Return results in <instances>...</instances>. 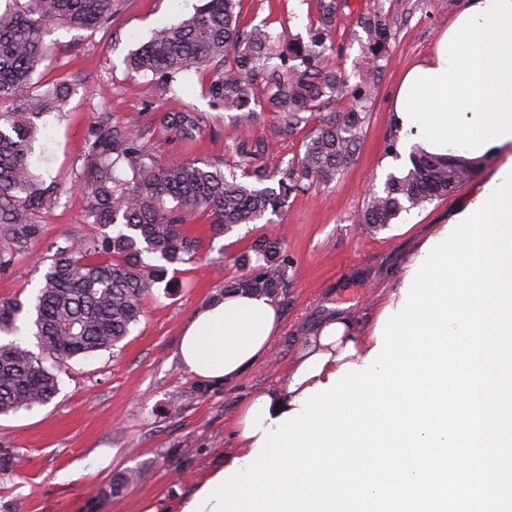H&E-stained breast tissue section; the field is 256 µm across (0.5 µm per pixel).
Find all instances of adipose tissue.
Wrapping results in <instances>:
<instances>
[{
  "instance_id": "adipose-tissue-1",
  "label": "adipose tissue",
  "mask_w": 512,
  "mask_h": 512,
  "mask_svg": "<svg viewBox=\"0 0 512 512\" xmlns=\"http://www.w3.org/2000/svg\"><path fill=\"white\" fill-rule=\"evenodd\" d=\"M394 110L403 140L417 152L512 160V0H466L432 56L404 74ZM280 328L274 298L227 293L183 327L178 357L195 379L229 383L269 356ZM376 345V335H360L346 315L328 317L281 384L267 390L271 418L298 408L305 390L328 384L342 365L362 364Z\"/></svg>"
}]
</instances>
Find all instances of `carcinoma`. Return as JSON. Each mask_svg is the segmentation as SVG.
I'll list each match as a JSON object with an SVG mask.
<instances>
[{
  "label": "carcinoma",
  "mask_w": 512,
  "mask_h": 512,
  "mask_svg": "<svg viewBox=\"0 0 512 512\" xmlns=\"http://www.w3.org/2000/svg\"><path fill=\"white\" fill-rule=\"evenodd\" d=\"M12 2L0 12V106L7 105L0 112V269L39 235L35 213L59 199L57 187L41 180L30 160L39 122L61 111L68 98L63 83L42 94L27 91L46 56L45 27L95 29L114 14V0ZM235 6L236 0H202L190 16L155 30L127 64L154 76L152 93L159 101L181 72L193 69L208 77L204 87L213 102L239 111L234 149L243 173L227 175L220 165L199 160L162 165L143 133L98 128L80 175L88 218L98 234L72 238L56 250L33 300L0 301V334L15 333L24 319L51 360L45 365L17 341L0 343V415L50 403L59 393L57 371L68 361L114 347L131 333L143 315V301L166 280L169 268L200 251L201 241L185 225L202 216L215 233L225 234L240 224H256L269 212H283L293 193L333 180L352 163L365 122L355 108L324 115L303 154L285 169L261 158L250 134L258 106L278 113L292 132L307 121L304 113L325 108L327 96L343 93L342 75L326 64L333 51L335 0L320 2L310 46L290 48L299 60L295 65L271 51L266 30L242 29ZM364 26L370 58L376 60L388 43L389 25L379 14ZM160 124L176 136H189L201 128V116L165 112ZM478 168L461 157L414 153L404 174L390 175L383 191L371 195L360 221L385 228L402 213L448 195ZM169 201L174 205L166 206ZM146 256L153 262H145ZM237 263L243 273L225 281L216 297L239 290L274 297L288 285L291 260L276 239L255 240Z\"/></svg>",
  "instance_id": "cac0c4a2"
}]
</instances>
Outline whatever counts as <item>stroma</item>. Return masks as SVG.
I'll use <instances>...</instances> for the list:
<instances>
[{
	"label": "stroma",
	"mask_w": 512,
	"mask_h": 512,
	"mask_svg": "<svg viewBox=\"0 0 512 512\" xmlns=\"http://www.w3.org/2000/svg\"><path fill=\"white\" fill-rule=\"evenodd\" d=\"M111 23L94 30L53 25L44 41L49 57L35 71L33 94L60 81L70 91L62 111L46 115L33 144L32 162L43 180L62 186L56 204L40 211L38 238L0 271V301L34 298L42 279L41 259L73 237L96 234L87 217L88 199L76 178L86 162V142L102 122L143 132L162 164L205 160L238 170L235 113L212 108L198 73L173 82L167 100L151 95L149 76L131 72L129 53L153 30L190 15L201 0H116ZM335 52L329 58L349 90L331 98L328 111L356 106L365 115L352 164L326 184L292 194L284 214L215 234L210 225H189L203 247L173 273L171 286H157L145 301L140 322L116 347L70 361L58 375L60 392L49 404L0 416V450L15 454L13 471L0 473V512H176V503L234 445V417L252 394L277 385L311 329L344 311L370 330L376 312L402 284L413 253L470 202L476 184L459 185L448 196L401 214L390 226L368 230L359 217L371 193L389 174L410 166L404 142H393L394 99L405 71L426 60L438 35L464 0H336ZM240 24L261 26L308 43L321 15L319 0H240ZM383 14L390 28L385 52L370 61L365 19ZM371 80V98L357 102L352 89ZM192 111L203 117L190 138H177L159 124L162 113ZM318 116L292 132L276 113H260L253 138L281 165L304 150ZM395 152H388V144ZM281 241L293 266L291 282L276 297L282 326L268 359L237 380L208 385L186 373L176 355L183 326L212 299L224 281L239 274L236 257L253 240ZM112 451L108 467L58 476L97 449ZM147 470L137 485L114 489L121 472Z\"/></svg>",
	"instance_id": "1"
}]
</instances>
